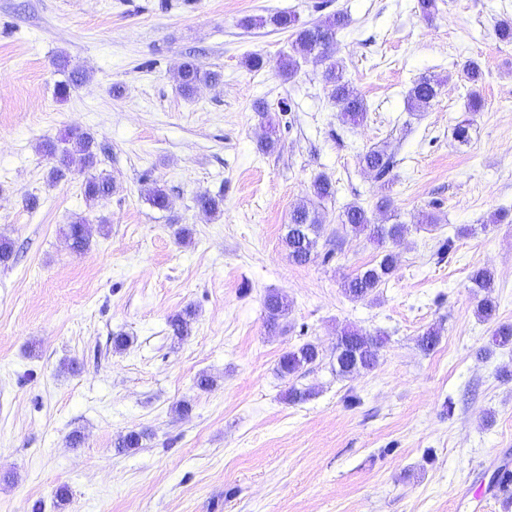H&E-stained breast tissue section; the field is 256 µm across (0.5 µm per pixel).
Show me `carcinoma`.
I'll return each instance as SVG.
<instances>
[{"label":"carcinoma","instance_id":"cac0c4a2","mask_svg":"<svg viewBox=\"0 0 512 512\" xmlns=\"http://www.w3.org/2000/svg\"><path fill=\"white\" fill-rule=\"evenodd\" d=\"M271 24L275 28L292 32L293 53L283 56L279 62V71L285 77L294 75L299 66V60L313 57L324 65L323 78L330 87V98L336 106L338 116L346 121L358 123L364 120L367 105L350 87L344 78L343 66L334 59L333 45L336 33L348 27L349 15L343 11L327 15L324 19L312 25L301 24L296 15L291 13H278L269 18L250 16L245 18L241 25L245 28L261 27ZM60 71L66 79L57 86L59 98L65 99L71 90L78 87L85 80V75L79 71L67 69L65 59H59ZM221 79L220 73L207 69L203 65L190 60L184 62L178 70L177 81L180 92L189 96L201 84L216 85ZM441 87V80L436 76H423L409 89L407 105L410 110L424 112L435 100ZM66 146L60 148L52 143L43 145L44 151L56 159L50 171L55 179H60L78 164L83 169H92L98 163L99 145L94 136L79 129L70 131L64 139ZM360 163L368 169L383 176L390 169V156L385 147L377 146L360 155ZM111 181L109 177L91 175L84 182V196L87 201L94 202L110 193ZM334 188L331 181L325 177L316 178L311 185V198L297 205L291 212L288 232L285 243L289 256L297 263L307 262L317 244L320 215L316 204L332 197ZM147 200L158 209L168 207V194L160 186L153 184L146 189ZM198 206L209 214L221 212L223 198L203 194L197 197ZM89 220L84 216L75 217L65 230L70 248L81 253L89 245V236L85 225ZM343 223L347 224L356 235H363L370 242L380 245L387 240L396 241L402 237L404 225L402 224H376L363 206L356 203L348 205L343 212ZM395 270V255L385 253L380 260L365 269L360 270L353 277L343 282L345 295L354 300H364L370 297L376 288L387 279ZM472 287L482 295L478 307V314L490 321L496 314V304L491 299L495 288L494 275L486 268L476 270L470 277ZM268 326L274 328L288 312V301L278 293H270L265 299ZM192 311L178 314L169 321V326L176 336L189 334L190 317ZM383 340L379 336H368L357 329L344 332L336 343V373L348 377L362 370H368L376 364L378 350ZM494 347H512V325L501 324L491 336ZM319 357V348L316 344L306 342L284 352L278 362V372L286 378L304 367L316 362Z\"/></svg>","mask_w":512,"mask_h":512}]
</instances>
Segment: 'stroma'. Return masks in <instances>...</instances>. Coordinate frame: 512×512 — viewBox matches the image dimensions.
<instances>
[{
  "instance_id": "35a3bbf8",
  "label": "stroma",
  "mask_w": 512,
  "mask_h": 512,
  "mask_svg": "<svg viewBox=\"0 0 512 512\" xmlns=\"http://www.w3.org/2000/svg\"><path fill=\"white\" fill-rule=\"evenodd\" d=\"M338 10L350 24L334 56L367 105L357 126L338 119L320 64L280 75L290 33L241 24ZM506 19L512 0H437L430 18L418 0H0V235L14 245L0 265V512H512V492L497 489L512 469V348L488 347L496 324H512ZM250 54L265 67L249 70ZM61 56L86 75L64 101ZM189 59L220 84L182 96ZM425 75L440 93L409 111ZM270 119L278 144L266 152ZM76 127L107 149L96 169L114 189L92 205L86 172L51 179L39 149ZM377 145L394 161L382 178L359 161ZM321 175L335 194L297 265L290 213ZM146 176L169 209L141 196ZM203 193L223 195L220 214L198 207ZM351 203L406 227L392 276L361 301L341 284L381 250L341 223ZM78 215L90 220L80 254L64 236ZM482 267L495 276L491 321L470 283ZM272 291L289 302L273 332ZM188 308L180 339L168 321ZM349 327L386 342L372 370L340 378L333 355ZM432 327L440 342L426 352ZM119 333L131 339L120 352ZM306 342L320 359L281 377L280 356ZM292 386L313 395L289 403ZM132 430L141 448L118 451ZM441 87V80L436 76H422L409 89L407 105L410 110L424 112L435 100Z\"/></svg>"
}]
</instances>
